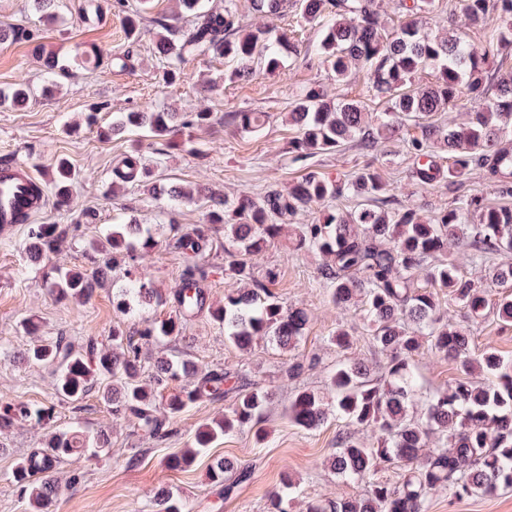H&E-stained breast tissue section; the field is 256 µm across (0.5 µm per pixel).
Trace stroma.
Instances as JSON below:
<instances>
[{
	"instance_id": "stroma-1",
	"label": "stroma",
	"mask_w": 512,
	"mask_h": 512,
	"mask_svg": "<svg viewBox=\"0 0 512 512\" xmlns=\"http://www.w3.org/2000/svg\"><path fill=\"white\" fill-rule=\"evenodd\" d=\"M80 3L57 0V20L49 23L35 11L31 0H0V27L21 32L20 39L0 43V89H9L22 78L35 89L25 108L0 109V161L26 164L44 181L60 157L67 158L78 172L69 206L61 207L55 199H48L35 218L39 224L68 226L69 234L55 252L37 261L29 258L25 250L29 225L0 232V405L25 402L52 411L47 425L17 424L0 431V512H31L28 497L13 482L11 472L19 458L39 448L46 434L58 430L104 434L109 451L97 458L77 453L57 464L60 483L56 512H153L154 500L163 492L186 502L187 512H268L271 494L281 490L288 478L296 485L289 512H300L309 500L363 495L365 483L343 482L327 464L336 450L337 435L345 429L344 422L332 417L317 429L305 430L291 423L286 414L295 385L326 392L339 359L328 342L336 327L356 338L350 357L376 371L386 363L367 334L362 309L342 311L330 304L328 289L316 279L321 262L318 255L290 253L283 240L255 261L260 269L279 265L281 278L275 293L284 306L303 307L311 314L295 349L261 342L249 352H240L225 341L223 329L206 313L188 324L181 336L143 347L145 376L153 375L159 357L178 355L191 359L200 370L221 368L276 393L261 422L267 431L264 444H256L252 430L244 428L225 436L183 470L169 469L167 457L187 447L200 425L221 416L229 406L227 400L193 404L170 425L165 439H155L137 425L114 416L111 406L97 393L74 403L61 400L56 392L55 365L26 361L30 338L21 322L31 319L40 336H63L82 347L91 341L107 344L113 328L134 331L154 317L171 313L167 303L148 308L135 304L120 310L117 291L125 274L121 265L83 301L57 300L47 287L53 269L93 270V247L104 231L134 218L155 231L157 244L142 262L154 287L165 295L178 288L185 260L171 249L169 239L173 231L203 226L206 210L193 203L173 206L163 199H151L137 185L113 193V167L135 150L155 179L184 187L205 186L230 199L242 193L258 197L273 187L288 189L311 170L334 180L368 164L377 166L393 185L391 207L411 204L427 215L449 207L458 195L479 194L488 202H500L497 187L476 168L461 185L451 188L443 182L420 190L413 177V160L401 138L385 141L375 150L351 142L334 153L295 160L288 152V143L297 131L289 124L288 113L305 87L320 84L329 94L366 100L370 111L385 109L379 100L367 98L366 71H355L343 85L334 84L318 54L320 32L301 20L298 9L264 20L276 31L292 33L298 47L278 72L266 71L263 61L258 60L250 79L231 81L226 77L231 63L220 57L198 56L185 63L179 84L165 87L158 81L151 32H143L137 43L128 42L113 10L108 11L105 22L86 26L80 20ZM38 44L67 60L93 45L112 51L128 49L133 53L134 66L107 72L82 64L75 77L61 79L53 94L46 96L41 92L46 76L32 53ZM147 106L185 115L204 109L212 112L213 123L179 132V139L191 142L187 149L143 135L106 140L85 124L91 113L96 115L98 127H105L115 113ZM235 111L264 112L268 119L260 131L247 133L225 125V113ZM445 315L466 331L472 353L491 345L512 358V323L501 322L492 312L485 318L471 319L457 304L446 309ZM295 360L305 365L296 384L287 381L284 374ZM414 369L422 379L420 395L424 398L447 387L458 375L454 363L426 352L416 357ZM221 458L250 473L229 497L223 485L210 479L212 463ZM430 512H512V490L479 498H458L440 490L431 496Z\"/></svg>"
}]
</instances>
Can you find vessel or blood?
I'll use <instances>...</instances> for the list:
<instances>
[{"mask_svg":"<svg viewBox=\"0 0 512 512\" xmlns=\"http://www.w3.org/2000/svg\"><path fill=\"white\" fill-rule=\"evenodd\" d=\"M38 180L33 171L19 164L0 166V228L15 227L23 215L40 211L44 198L35 193Z\"/></svg>","mask_w":512,"mask_h":512,"instance_id":"1","label":"vessel or blood"}]
</instances>
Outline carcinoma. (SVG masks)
Returning <instances> with one entry per match:
<instances>
[{
  "label": "carcinoma",
  "instance_id": "1",
  "mask_svg": "<svg viewBox=\"0 0 512 512\" xmlns=\"http://www.w3.org/2000/svg\"><path fill=\"white\" fill-rule=\"evenodd\" d=\"M154 0H138L139 7L125 14L127 37L135 40L144 29ZM181 9L194 15L192 30L179 43L175 29L164 15L151 18L156 29L154 56L163 71V81H180L181 65L197 54L222 56L236 63L229 78L253 74L252 58L257 48L265 52L266 70L283 67L281 50L293 48L287 34H277L264 25H248L232 2L218 12L206 0H179ZM301 17L321 31L320 53L332 79L340 86L353 71L369 74V91L387 104L381 114L368 111L359 100L331 97L321 85L304 89L294 100L289 122L297 136L290 141L297 160H307L340 150L351 141L375 148L383 139L401 135L407 122L419 135L407 140L414 159V176L422 188L443 180L457 183L477 167L486 173L500 193L512 196V76L496 78L487 68L489 57L512 45V0H458L469 29L502 20L506 25L490 36L483 49H476L465 32L439 37L428 32L421 18L436 11V0H398V19L387 20L375 0H298ZM251 10L260 17L288 10V0H251ZM97 64L110 70L130 67V57L102 48L92 51ZM40 64L46 76H67L77 62L41 51ZM436 73L434 84H414L418 74ZM32 88L19 81L0 93V107L15 109L29 101ZM465 110L461 123L445 124L441 112ZM230 122L243 132H256L265 123L262 112H233ZM212 113L197 112L183 120L178 112L148 108L120 112L104 131L106 137L120 136L128 128L144 129L155 138H165L178 128L209 126ZM440 143L451 164L443 166L431 145ZM147 168L137 154L125 156L112 170V187L141 184L153 198L172 204L199 203L206 207V221L224 228V276L240 284L224 294V303L208 304L203 283L208 269L196 258L206 253L210 239L198 228L173 235L174 249L186 265L181 285L172 293L174 314L156 318L133 334L112 328V345L77 349L63 339H42L30 321L23 329L34 340L28 358L39 363H58L56 391L64 399L78 401L96 391L112 405L115 416L135 420L157 439L168 434L170 423L187 407L203 400H216L230 393L233 379L222 369L200 370L183 357H161L156 374L142 378L141 351L144 345L181 335L188 321L208 311L224 329V339L240 351L255 344L273 342L290 349L300 342L309 323L303 308H286L271 288L281 269L270 265L257 271L251 257L262 253L282 238L286 226L300 211L344 196L362 200L351 211L329 210L311 224H296L289 235L294 253L315 252L324 258L318 277L329 286V302L338 308L359 306L373 343L386 356L378 374L365 363L344 358L329 377V393L322 395L297 388L288 400V418L312 430L330 415L348 429L336 440L331 469L343 480L368 484L360 498L341 497L308 503L306 512H429L430 494L449 489L460 497L494 495L512 488V360L487 347L475 356L470 338L442 322L439 295L460 302L471 319L486 315L487 289L468 278L448 247L470 242L471 264H495L492 283L500 288L495 313L512 322V205L488 203L483 196L461 195L450 207L431 216L412 205L386 210L390 184L371 165L351 178L329 181L309 171L284 192L271 188L263 197L241 194L229 200L176 185L146 181ZM75 171L66 158L56 161L47 189L65 205L71 199ZM68 235L59 224H36L30 229L28 253L34 259L55 251ZM150 229L141 224H114L99 243L101 258L96 269L60 271L50 283L60 300L86 299L98 279L111 271L122 256L130 266L128 282L119 288L121 304L132 300L163 302L162 294L137 263L154 248ZM355 338L338 327L330 342L341 351L352 348ZM446 358L456 365L459 376L444 389L435 391L421 417L414 415L418 381L415 357L422 350ZM485 376L474 381L475 373ZM187 379L179 391L163 394L167 384ZM236 395L224 416L199 426L191 445L168 459L174 469L190 467L202 450L244 427L254 429L261 445L266 431L261 419L272 404L274 392L256 383L233 387ZM50 411L27 403L0 408V428L16 422L44 425ZM369 429L371 440L356 435ZM103 435L90 437L77 431H58L43 440V448L21 458L12 472L13 481L28 494L33 512H53L57 494L54 467L81 449L98 457L106 451ZM382 465H395L405 472L402 483L392 486L373 479ZM235 464L219 460L211 476L224 484L230 495L234 484L225 475ZM155 512H186L183 500L169 494L155 498Z\"/></svg>",
  "mask_w": 512,
  "mask_h": 512
}]
</instances>
